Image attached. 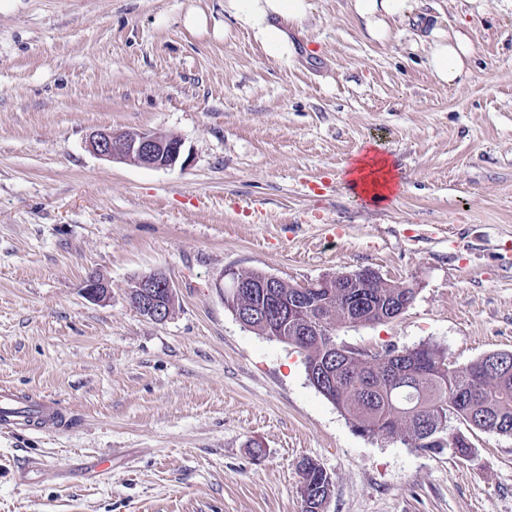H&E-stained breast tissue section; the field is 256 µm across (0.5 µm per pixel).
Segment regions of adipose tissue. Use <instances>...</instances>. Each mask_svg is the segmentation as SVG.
Masks as SVG:
<instances>
[{"instance_id": "1", "label": "adipose tissue", "mask_w": 512, "mask_h": 512, "mask_svg": "<svg viewBox=\"0 0 512 512\" xmlns=\"http://www.w3.org/2000/svg\"><path fill=\"white\" fill-rule=\"evenodd\" d=\"M347 8L365 37L380 43L389 41L396 25L415 12L413 0H347ZM312 12V0H224L225 18L246 31L268 59L280 62L296 57L290 33L304 29ZM422 44L431 75L444 84H462L474 54L467 35L432 24ZM343 169L350 188L370 204L382 205L395 192L394 165L377 148H367Z\"/></svg>"}]
</instances>
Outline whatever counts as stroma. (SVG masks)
<instances>
[{"instance_id": "stroma-1", "label": "stroma", "mask_w": 512, "mask_h": 512, "mask_svg": "<svg viewBox=\"0 0 512 512\" xmlns=\"http://www.w3.org/2000/svg\"><path fill=\"white\" fill-rule=\"evenodd\" d=\"M313 4L287 63L214 35L224 0H0V386L75 417L0 432V512H301L307 459L333 480L326 512H512V436L451 422L464 458L361 435L299 349L224 306L228 268H370L414 300L337 342L428 343L458 367L512 351V0H416L473 42L459 86L433 80L413 21L373 43L346 0ZM97 129L177 135L188 163L100 159ZM371 141L399 182L379 207L342 174ZM154 270L176 290L162 322L127 298ZM93 273L106 302L82 291Z\"/></svg>"}]
</instances>
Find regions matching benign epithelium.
Returning a JSON list of instances; mask_svg holds the SVG:
<instances>
[{"mask_svg":"<svg viewBox=\"0 0 512 512\" xmlns=\"http://www.w3.org/2000/svg\"><path fill=\"white\" fill-rule=\"evenodd\" d=\"M86 148L101 159L139 167L174 169L186 165L183 141L171 134L99 129L89 134ZM84 293L95 302L111 297L110 287L95 274L84 281ZM175 294L171 279L162 271H153L136 283V290L128 294V299L141 316L164 321L168 318L166 297Z\"/></svg>","mask_w":512,"mask_h":512,"instance_id":"obj_1","label":"benign epithelium"}]
</instances>
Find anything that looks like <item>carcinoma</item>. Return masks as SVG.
Wrapping results in <instances>:
<instances>
[{"mask_svg": "<svg viewBox=\"0 0 512 512\" xmlns=\"http://www.w3.org/2000/svg\"><path fill=\"white\" fill-rule=\"evenodd\" d=\"M243 276L251 287L224 295V306L235 315L252 313L247 327L304 351L313 387L359 433L424 449L425 434L451 416L471 429L512 435L511 351L502 366L490 370L481 357L456 367L444 350L430 344L390 347L371 364L360 359L362 352L336 341L339 327L387 322L400 305L413 301L414 289L382 279L365 282L354 273L324 279L315 288L284 280L263 288L267 274ZM300 477L302 512H325L331 476L304 461Z\"/></svg>", "mask_w": 512, "mask_h": 512, "instance_id": "1", "label": "carcinoma"}]
</instances>
